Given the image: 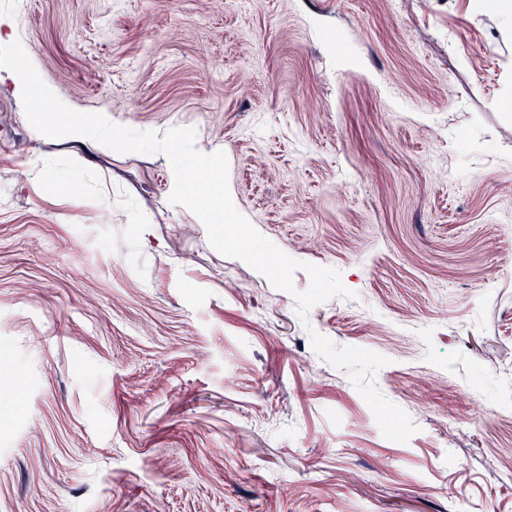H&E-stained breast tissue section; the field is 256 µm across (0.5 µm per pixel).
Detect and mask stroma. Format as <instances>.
Here are the masks:
<instances>
[{"label":"stroma","mask_w":512,"mask_h":512,"mask_svg":"<svg viewBox=\"0 0 512 512\" xmlns=\"http://www.w3.org/2000/svg\"><path fill=\"white\" fill-rule=\"evenodd\" d=\"M0 8L73 110L195 129L352 293L301 321L165 155L44 136L1 85L0 512H512V0ZM313 330L388 358L407 442Z\"/></svg>","instance_id":"1"}]
</instances>
